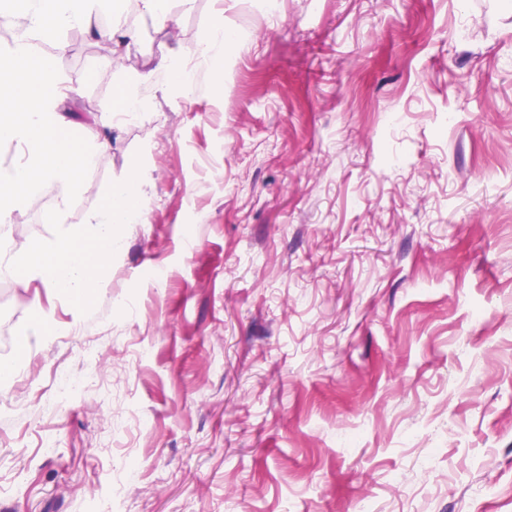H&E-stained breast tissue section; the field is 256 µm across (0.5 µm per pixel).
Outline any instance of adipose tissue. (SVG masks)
Masks as SVG:
<instances>
[{"instance_id":"adipose-tissue-1","label":"adipose tissue","mask_w":512,"mask_h":512,"mask_svg":"<svg viewBox=\"0 0 512 512\" xmlns=\"http://www.w3.org/2000/svg\"><path fill=\"white\" fill-rule=\"evenodd\" d=\"M110 0H0V17L22 20L13 43L0 49V143L22 147V162L0 170V223H11L46 184L59 188L61 205H68L82 175L108 148L66 142L60 137V108L67 81L54 57L39 55L40 40H58L66 30L88 25ZM171 0H138V15L114 14L108 26L98 28L101 39L123 46L137 42L143 22L165 26ZM146 176L133 167L116 183L108 203L90 213L85 224L88 243L63 231L53 245H36L23 252L0 249V272L39 282L47 291L66 296L71 307L84 309L99 286L98 272L123 247L118 228L136 223L146 200Z\"/></svg>"}]
</instances>
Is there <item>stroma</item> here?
I'll return each instance as SVG.
<instances>
[{
	"instance_id": "1",
	"label": "stroma",
	"mask_w": 512,
	"mask_h": 512,
	"mask_svg": "<svg viewBox=\"0 0 512 512\" xmlns=\"http://www.w3.org/2000/svg\"><path fill=\"white\" fill-rule=\"evenodd\" d=\"M102 23L63 36L64 134L110 148L6 246L135 164L147 205L83 312L43 297L51 335L0 282V512H512V0H194L121 49ZM231 37V32L224 29L223 23H215L195 37L196 51L214 64L223 63L224 45ZM98 375L99 369L97 366L89 370H84L80 374H75L67 369H60L55 373L56 389L59 394L65 395L76 388L86 386L93 382Z\"/></svg>"
}]
</instances>
